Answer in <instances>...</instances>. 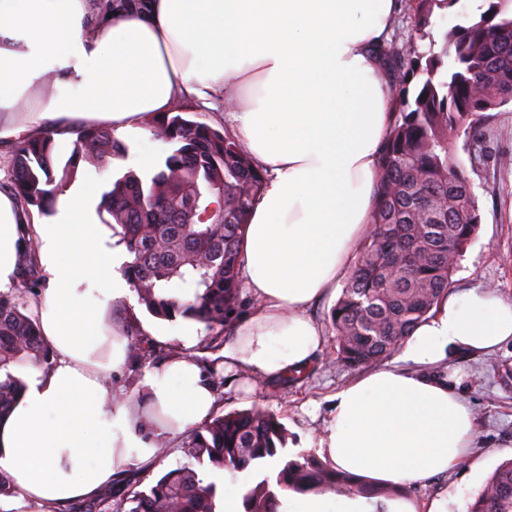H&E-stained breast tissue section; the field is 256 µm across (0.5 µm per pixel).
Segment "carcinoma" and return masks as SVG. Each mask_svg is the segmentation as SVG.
I'll list each match as a JSON object with an SVG mask.
<instances>
[{"mask_svg":"<svg viewBox=\"0 0 512 512\" xmlns=\"http://www.w3.org/2000/svg\"><path fill=\"white\" fill-rule=\"evenodd\" d=\"M458 0H406L411 36L385 42L380 53L400 87L391 131L380 154L378 205L370 231L328 315L336 359L350 369L377 365L403 345L448 295L452 277L481 217L454 144L478 143L492 113L512 103V0H485L479 15L444 34L439 51L418 41L439 10ZM425 79L416 81L419 76ZM168 145L156 168L128 170L102 192L99 208L119 227L131 261L124 275L153 316H180L210 332L206 348L220 351L234 335L240 296L239 243L265 173L224 129L167 114L149 122ZM60 163L52 133L17 144L10 189L25 206L52 209L57 190L77 179L80 163L109 167L127 145L112 131L75 127ZM39 282L34 241L22 255L18 286L0 292V417L14 407L24 381L11 367L47 369L50 351L25 314ZM138 362L160 358L157 346L126 327ZM288 430L277 414L253 407L213 415L181 436L187 462L152 484L129 491L118 512H221L218 488L200 470L251 472L271 460L277 471L248 488L245 512H278L279 494L334 491L390 497L395 489L361 482L312 454L284 455ZM468 512H512V459L502 463Z\"/></svg>","mask_w":512,"mask_h":512,"instance_id":"cac0c4a2","label":"carcinoma"}]
</instances>
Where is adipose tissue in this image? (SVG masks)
<instances>
[{
	"label": "adipose tissue",
	"mask_w": 512,
	"mask_h": 512,
	"mask_svg": "<svg viewBox=\"0 0 512 512\" xmlns=\"http://www.w3.org/2000/svg\"><path fill=\"white\" fill-rule=\"evenodd\" d=\"M401 0H0V143L79 125L122 137L184 103L210 105L232 82L234 133L267 173L240 244L255 305L222 355L227 369L276 379L306 366L324 333L306 314L352 268L376 207L380 149L397 90L375 49ZM58 220L29 224L0 190V291L14 288L27 239L48 286L31 313L53 353L31 369L0 419V471L21 497L66 505L95 496L130 467L153 462L158 435L210 416L215 393L197 362L175 356L147 371L137 401L110 399L107 378L126 341L105 309L82 307L87 284L107 300L129 288L81 198L56 195ZM512 341V301L450 291L402 347L401 366L367 373L335 395L317 441L336 469L361 480L415 484L448 472L473 448V413L427 366L449 351L488 353ZM400 498L284 493L280 512H447Z\"/></svg>",
	"instance_id": "ef3b65f1"
}]
</instances>
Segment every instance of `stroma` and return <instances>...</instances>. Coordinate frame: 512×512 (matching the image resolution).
<instances>
[{"label":"stroma","instance_id":"1","mask_svg":"<svg viewBox=\"0 0 512 512\" xmlns=\"http://www.w3.org/2000/svg\"><path fill=\"white\" fill-rule=\"evenodd\" d=\"M457 153L463 161L472 191L477 199L481 224L475 239L463 254L453 276L455 288L481 286L512 300V105L496 113L480 144L457 139ZM112 177L111 170L81 164L73 185L77 194L93 190L87 207L93 223L103 225L107 247L116 239L111 228L97 214V196ZM110 323L136 326L145 335H158L166 347L196 353L208 362L211 353L204 348L203 336L189 333L183 318L161 320L151 316L138 297L115 304ZM450 383L472 407L478 433L475 448L465 466L406 487L410 497L422 503L435 499L448 502L450 512H467L468 505L487 478L503 461L512 459V342L490 354L449 352L445 359ZM309 376L300 383L283 387L241 370L225 372L219 390L218 410L228 413L259 405L276 413L288 429L287 452L296 455L315 452L316 440L323 433L335 403L334 396L357 371L336 361L332 334H325L321 353L308 367ZM178 438H171L165 457L149 468H132L129 480L113 487L112 505L124 503L132 483L148 485L167 470L183 463Z\"/></svg>","mask_w":512,"mask_h":512}]
</instances>
